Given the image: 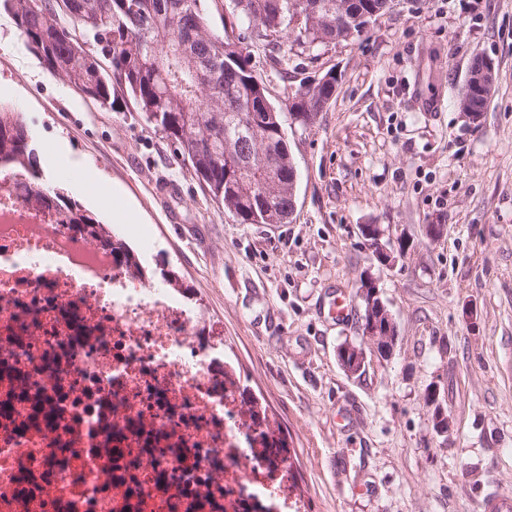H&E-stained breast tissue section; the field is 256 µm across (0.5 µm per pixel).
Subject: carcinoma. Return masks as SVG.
Wrapping results in <instances>:
<instances>
[{
	"label": "carcinoma",
	"mask_w": 512,
	"mask_h": 512,
	"mask_svg": "<svg viewBox=\"0 0 512 512\" xmlns=\"http://www.w3.org/2000/svg\"><path fill=\"white\" fill-rule=\"evenodd\" d=\"M224 34L207 28L200 0H0L44 67L102 107L112 106L114 86L130 96L136 111L165 135L174 154L188 162L217 207L238 224H286L294 213L297 171L288 151L283 113L276 106L250 111L252 79L243 72V89H224V46L251 48L293 37L299 45L360 36L392 0H320L333 8L331 19L305 16L304 0H231ZM108 62L103 68L98 58ZM463 87V111L484 112L489 96ZM37 149L24 121L0 104V168L30 170ZM50 200L71 214V226L88 227L112 253L138 257L93 214L58 192Z\"/></svg>",
	"instance_id": "cac0c4a2"
}]
</instances>
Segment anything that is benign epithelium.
<instances>
[{"mask_svg": "<svg viewBox=\"0 0 512 512\" xmlns=\"http://www.w3.org/2000/svg\"><path fill=\"white\" fill-rule=\"evenodd\" d=\"M495 77V65L492 59H485L484 65L469 75L473 88L483 94L489 88ZM307 88L311 90L325 89L329 94L319 97L321 104H327L336 90V82L325 76L312 80ZM363 235L367 240L374 256L383 264L394 261L395 247L390 239L385 237L384 231L376 224H368L363 228ZM359 298L368 302L367 315L362 325L363 342L359 345H350L340 351V360L344 368L351 374H356L363 368L367 351H372L381 358L392 355L397 341V327L391 314L382 302L378 301L379 294L375 282L368 276H363L358 282ZM437 390L432 387L427 393V401L436 406L434 413L435 431L445 435L450 428V421L442 407L436 405Z\"/></svg>", "mask_w": 512, "mask_h": 512, "instance_id": "1", "label": "benign epithelium"}]
</instances>
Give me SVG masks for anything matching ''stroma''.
I'll return each mask as SVG.
<instances>
[{
	"instance_id": "stroma-1",
	"label": "stroma",
	"mask_w": 512,
	"mask_h": 512,
	"mask_svg": "<svg viewBox=\"0 0 512 512\" xmlns=\"http://www.w3.org/2000/svg\"><path fill=\"white\" fill-rule=\"evenodd\" d=\"M479 56L496 78L474 123L459 99ZM250 65L277 105L339 78L311 126L284 123L297 170L285 224L236 223L122 91L110 109L85 98L0 10V103L29 125L39 180L223 322L225 349L296 450L311 512H481L487 491L512 492V0H394L359 38L260 48ZM106 187L137 223H113ZM365 224L403 241L394 262L374 258ZM365 272L397 346L351 375L337 350L362 339ZM340 295L343 322L329 315Z\"/></svg>"
}]
</instances>
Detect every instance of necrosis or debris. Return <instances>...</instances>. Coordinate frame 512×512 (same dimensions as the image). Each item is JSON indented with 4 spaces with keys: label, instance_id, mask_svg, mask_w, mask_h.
Listing matches in <instances>:
<instances>
[{
    "label": "necrosis or debris",
    "instance_id": "4bbe7bcc",
    "mask_svg": "<svg viewBox=\"0 0 512 512\" xmlns=\"http://www.w3.org/2000/svg\"><path fill=\"white\" fill-rule=\"evenodd\" d=\"M19 184L0 173V512H310L223 326Z\"/></svg>",
    "mask_w": 512,
    "mask_h": 512
}]
</instances>
